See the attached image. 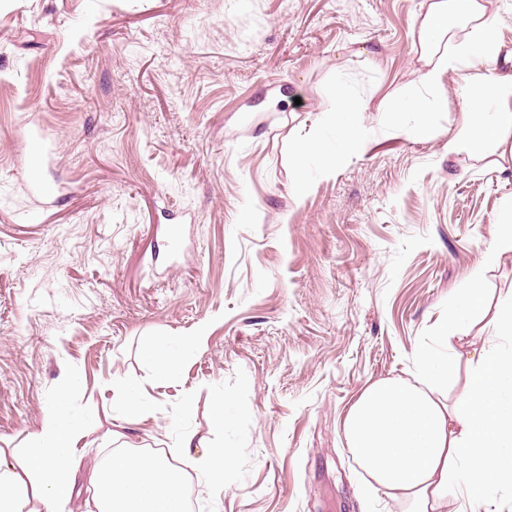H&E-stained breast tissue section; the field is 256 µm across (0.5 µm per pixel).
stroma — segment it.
<instances>
[{"instance_id": "1", "label": "stroma", "mask_w": 512, "mask_h": 512, "mask_svg": "<svg viewBox=\"0 0 512 512\" xmlns=\"http://www.w3.org/2000/svg\"><path fill=\"white\" fill-rule=\"evenodd\" d=\"M423 2L0 0V447L80 378L68 512H87L113 434L172 447L184 393L189 447H207L208 387L239 369L250 466L215 512H400L367 490L341 418L368 383L411 378L444 316L482 342L461 290L512 218V156L448 151L470 68L419 81ZM340 89L367 111L335 121ZM412 98L428 112L397 111ZM346 128L360 157L293 164ZM201 326L181 380L147 381L139 339ZM126 376L161 411L117 414Z\"/></svg>"}]
</instances>
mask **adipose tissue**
Wrapping results in <instances>:
<instances>
[{
	"label": "adipose tissue",
	"mask_w": 512,
	"mask_h": 512,
	"mask_svg": "<svg viewBox=\"0 0 512 512\" xmlns=\"http://www.w3.org/2000/svg\"><path fill=\"white\" fill-rule=\"evenodd\" d=\"M491 0H425L412 20V50L422 85L467 65V105L449 151L480 142L502 147L512 113L487 118L486 98L512 94V75L493 66L498 16ZM464 36H456V26ZM363 139L345 134L337 153L315 141L295 147L293 161L317 155L323 168L359 156ZM512 253V224L502 225L463 293L469 307L487 309L481 270ZM485 323L484 345L447 355H421L413 380L391 377L365 386L348 407L342 431L346 445L371 480L402 512H448L453 488L465 489L479 512L490 487L512 492V299L499 302ZM85 428L72 414L67 394L45 411L39 432L21 454L0 448V512H62L75 488L74 461Z\"/></svg>",
	"instance_id": "1"
}]
</instances>
